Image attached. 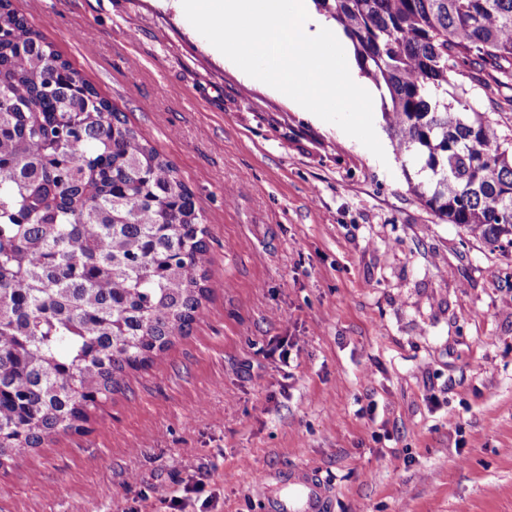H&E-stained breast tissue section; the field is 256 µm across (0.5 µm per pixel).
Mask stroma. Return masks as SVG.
<instances>
[{
    "label": "stroma",
    "mask_w": 512,
    "mask_h": 512,
    "mask_svg": "<svg viewBox=\"0 0 512 512\" xmlns=\"http://www.w3.org/2000/svg\"><path fill=\"white\" fill-rule=\"evenodd\" d=\"M14 4L174 163L211 264L191 333L0 468V512H267L305 466L332 512H512V256L429 213L381 118L380 159L173 0ZM460 81L512 128L489 70Z\"/></svg>",
    "instance_id": "35a3bbf8"
}]
</instances>
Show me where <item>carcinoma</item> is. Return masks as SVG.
<instances>
[{"mask_svg":"<svg viewBox=\"0 0 512 512\" xmlns=\"http://www.w3.org/2000/svg\"><path fill=\"white\" fill-rule=\"evenodd\" d=\"M381 97L438 220L512 251V133L452 79L512 80V0H314ZM205 216L173 164L0 0V466L78 433L209 294Z\"/></svg>","mask_w":512,"mask_h":512,"instance_id":"1","label":"carcinoma"}]
</instances>
